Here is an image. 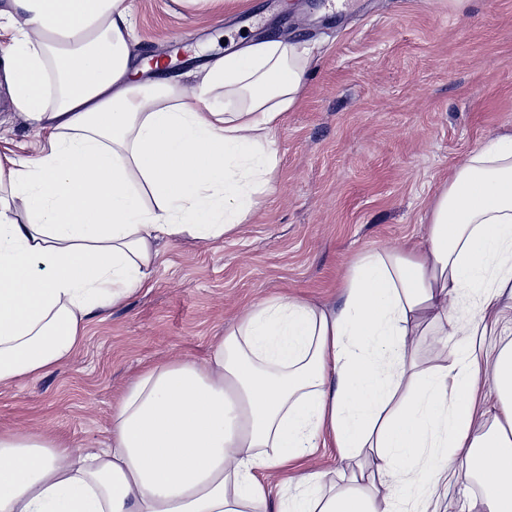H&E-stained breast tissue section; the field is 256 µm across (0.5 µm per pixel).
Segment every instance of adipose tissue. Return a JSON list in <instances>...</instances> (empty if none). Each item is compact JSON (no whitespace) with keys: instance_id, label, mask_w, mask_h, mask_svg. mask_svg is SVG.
I'll return each instance as SVG.
<instances>
[{"instance_id":"ef3b65f1","label":"adipose tissue","mask_w":512,"mask_h":512,"mask_svg":"<svg viewBox=\"0 0 512 512\" xmlns=\"http://www.w3.org/2000/svg\"><path fill=\"white\" fill-rule=\"evenodd\" d=\"M0 87L48 133L37 157L0 155V387L68 359L87 316L148 287L159 240L234 232L270 189L274 134L312 57L253 40L199 65L200 92L162 64H131L130 0H0ZM223 89L225 106L205 94ZM427 247L359 256L338 306L288 294L251 304L205 361L143 366L91 454L45 433L0 431V512H400L375 488L271 486L319 445L374 457L399 485L420 475L483 488L512 512V346L477 408L478 347L450 365L407 356L425 324L456 330L454 303L512 291V132L470 152L430 208ZM489 371L485 363L481 362V375L475 392L478 407L489 409L487 414L488 424L492 422L495 415L493 406L496 401V394L489 378Z\"/></svg>"}]
</instances>
